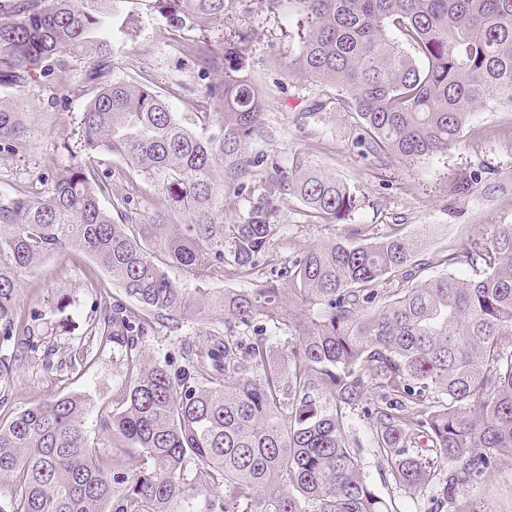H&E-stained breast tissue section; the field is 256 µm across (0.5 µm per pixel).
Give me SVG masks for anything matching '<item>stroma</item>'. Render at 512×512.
Instances as JSON below:
<instances>
[{
	"instance_id": "1",
	"label": "stroma",
	"mask_w": 512,
	"mask_h": 512,
	"mask_svg": "<svg viewBox=\"0 0 512 512\" xmlns=\"http://www.w3.org/2000/svg\"><path fill=\"white\" fill-rule=\"evenodd\" d=\"M129 7L139 14L140 28L131 36L113 29L110 73L151 82L167 97L173 111L182 114L197 111L205 79L224 76L220 69L201 76L192 47L205 37L213 54L219 56L225 37L240 29L251 30L254 37L246 72L265 95L266 115L264 133L251 142L250 152L265 155L282 168L294 156H306L347 182L357 199L350 223L366 225L378 235L396 227L401 234L422 239L423 277L446 273L442 263L446 252L484 245L497 225L512 224V105L494 100L477 109L460 143L448 152L415 162L391 157L379 161L357 147L358 118L340 100L336 87L301 71L299 16L288 2L278 12L269 13L254 0H230L223 22L210 25L205 34L191 30L177 48L170 47L171 27L150 0H131ZM95 92L79 60L51 75L36 71L19 83H0V96L19 105L26 124L22 141L0 148V193L44 191L71 164V151L82 139L81 114ZM126 169L119 157H101L103 206L111 207L116 199L126 197L143 221L163 218L156 206L158 189L128 179ZM331 233L330 226L312 223L302 204L289 198L268 262L282 265ZM24 281L19 306L42 305L45 321L39 331L53 345L57 363L67 360L73 344L85 340L90 317L110 313L113 304L123 298L108 275L95 270L92 260L84 256H51ZM62 291L71 294L74 303L66 313L72 331L59 336L50 329L61 317L53 300ZM124 354L117 346L96 345L81 373L51 378L40 363H32L15 378L10 400L0 408V420L53 395L84 393L92 399L85 427L98 456H136L130 443L112 437L104 428L125 388ZM347 425L348 439L361 446L358 460L369 487L389 512H430L437 481L415 493L401 489L392 480L385 457L373 448L370 425L363 415L351 413ZM465 498L482 512H512V460H502L494 482L469 487Z\"/></svg>"
}]
</instances>
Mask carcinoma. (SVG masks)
Instances as JSON below:
<instances>
[{
	"mask_svg": "<svg viewBox=\"0 0 512 512\" xmlns=\"http://www.w3.org/2000/svg\"><path fill=\"white\" fill-rule=\"evenodd\" d=\"M308 20L305 72L330 81L360 119L359 144L413 161L455 147L472 112L512 101V0H256ZM123 0H13L0 19V83L86 64L97 92L81 116L78 159L36 195L0 194V405L38 352L42 312L17 311L22 276L55 254L92 258L133 306L112 305L88 334L125 348L122 409L107 429L138 448V463L98 457L87 399L52 396L0 422V512H385L344 428L361 408L393 481L426 484L415 449L453 463L432 512H478L465 489L512 458V224L490 241L443 257L471 274L416 282L422 243L394 231L357 244L341 224L349 187L305 157L260 187L243 177L265 156V98L244 73L253 33L224 39V79L202 90L208 107L183 118L152 86L106 78L112 27H137ZM175 29L224 20L226 0H152ZM18 105L0 97V143L21 139ZM161 186L181 224H145L122 198H99L98 156ZM242 179L244 214L224 221V165ZM300 200L340 233L239 290L174 283L165 267L205 281L247 280L278 233L280 207ZM117 213L118 219L112 218ZM198 317L178 357H145L154 324ZM224 325L220 330L213 322Z\"/></svg>",
	"mask_w": 512,
	"mask_h": 512,
	"instance_id": "carcinoma-1",
	"label": "carcinoma"
}]
</instances>
